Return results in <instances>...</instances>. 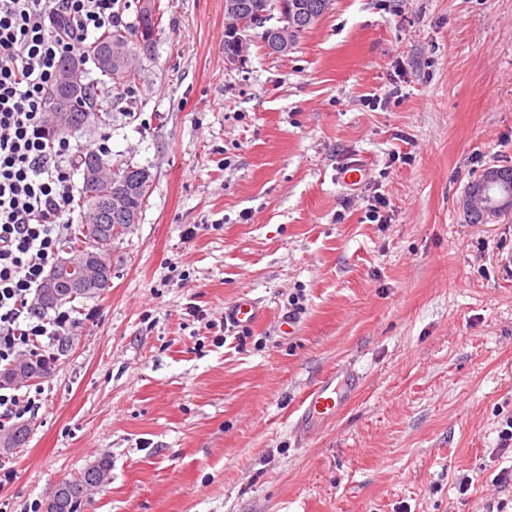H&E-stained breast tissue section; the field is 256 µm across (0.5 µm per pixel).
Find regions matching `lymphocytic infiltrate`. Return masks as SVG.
Here are the masks:
<instances>
[{"mask_svg":"<svg viewBox=\"0 0 512 512\" xmlns=\"http://www.w3.org/2000/svg\"><path fill=\"white\" fill-rule=\"evenodd\" d=\"M118 0H0V362L54 346L69 314L32 318L39 287L72 221L74 155L51 132L49 91L61 62L120 24Z\"/></svg>","mask_w":512,"mask_h":512,"instance_id":"1","label":"lymphocytic infiltrate"}]
</instances>
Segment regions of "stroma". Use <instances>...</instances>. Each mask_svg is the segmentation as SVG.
I'll return each mask as SVG.
<instances>
[{"mask_svg":"<svg viewBox=\"0 0 512 512\" xmlns=\"http://www.w3.org/2000/svg\"><path fill=\"white\" fill-rule=\"evenodd\" d=\"M119 87L86 61L112 166L154 176L112 241V286L69 304L65 345L0 449V512H45L111 464L82 512H485L512 499V219L460 200L512 168V0H332L279 55H224V0H159ZM365 166L356 186L341 172ZM387 223L365 217L372 196ZM300 313L290 314L293 296ZM260 303L249 332L224 305ZM198 308V315L187 312ZM223 343H216V335ZM354 364L359 391L298 446L302 393ZM468 491H460L462 477ZM161 19L162 14L159 9V5L156 6L155 1H145L144 6L140 10L138 25L135 32L137 33L136 37L140 48L146 53L149 52L152 47L154 33L161 23ZM145 27L149 31V39L148 41H144V39L141 41L140 38H143L144 36L143 30ZM29 433V429L24 424L4 426L0 423V447L18 448L26 443ZM110 465L100 460L88 465L76 479L64 481L54 489L55 495L60 492V505L53 512H79L87 491L105 485L110 477Z\"/></svg>","mask_w":512,"mask_h":512,"instance_id":"35a3bbf8","label":"stroma"}]
</instances>
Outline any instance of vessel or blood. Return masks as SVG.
I'll use <instances>...</instances> for the list:
<instances>
[{"label": "vessel or blood", "instance_id": "obj_1", "mask_svg": "<svg viewBox=\"0 0 512 512\" xmlns=\"http://www.w3.org/2000/svg\"><path fill=\"white\" fill-rule=\"evenodd\" d=\"M263 316V308L251 298L241 297L224 306V322L233 327L252 326ZM359 386L360 376L349 365L321 377L302 397L300 413L293 425L296 440L306 442L317 424L335 419Z\"/></svg>", "mask_w": 512, "mask_h": 512}]
</instances>
